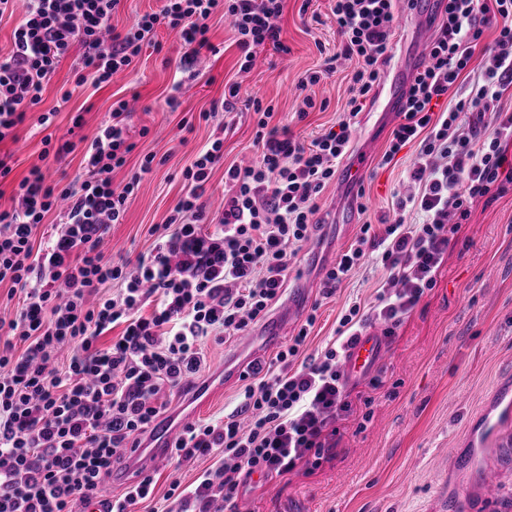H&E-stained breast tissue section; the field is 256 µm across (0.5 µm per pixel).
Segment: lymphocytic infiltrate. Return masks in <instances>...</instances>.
<instances>
[{
  "label": "lymphocytic infiltrate",
  "instance_id": "1",
  "mask_svg": "<svg viewBox=\"0 0 512 512\" xmlns=\"http://www.w3.org/2000/svg\"><path fill=\"white\" fill-rule=\"evenodd\" d=\"M121 0H25L13 49L0 56V142L16 137L27 112L41 103L46 84L72 48H80L75 84L101 87L130 69L159 28L181 40L178 69L189 72L211 50L208 21L216 10L232 18L249 71L260 48H282L279 20L285 0H164L159 11L124 29L110 21ZM442 11L425 60L403 99L401 121L381 158L390 164L408 144L418 146L409 173L413 190L397 202L398 217L376 228L361 225L350 248L327 270L324 295L366 260L387 279L370 305L353 303L320 353L302 350L316 318L308 316L291 343L268 364L250 365L236 407L224 419L186 424L170 446L176 465L213 458L193 483L171 479L162 512H238L253 474L285 475L317 466L328 452V428L350 412L342 363L370 322L383 336L396 333L424 294L435 287L448 248L482 198L512 186V113L495 104L512 92V0H439ZM415 0H333L340 42L320 70L299 81L305 119L316 100L308 87L354 62L347 109L334 129L305 143L273 125V109L241 100L240 86L225 85L221 111L239 107L257 116L258 160L224 172L228 197L210 214L211 173L224 160L222 139L200 150L183 172L187 183L165 223L153 225V245L136 260L107 258L104 239L120 223L127 201L154 155L120 188L112 174L135 142L128 136L127 101H117L91 140L85 172L66 187L47 183L33 166L0 209V283L22 296L14 318L0 321L10 340L0 346V512H77L97 499L115 461L138 451L166 411L162 390H177L206 368L203 344L251 330L284 292L292 258L322 222L318 199L351 149V129L367 98L381 84L395 37L399 8ZM498 35L483 56L475 51L488 28ZM449 97L447 109L434 100ZM66 222L43 247L35 229L59 202ZM456 223H449V216ZM213 231H206V224ZM117 290L105 294L107 284ZM119 336H112V329ZM108 345H100L102 336ZM69 347L65 369L56 356Z\"/></svg>",
  "mask_w": 512,
  "mask_h": 512
}]
</instances>
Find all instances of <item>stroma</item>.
I'll list each match as a JSON object with an SVG mask.
<instances>
[{
    "mask_svg": "<svg viewBox=\"0 0 512 512\" xmlns=\"http://www.w3.org/2000/svg\"><path fill=\"white\" fill-rule=\"evenodd\" d=\"M419 21L416 11H399L386 75L400 71L409 77L415 72L412 50L422 38ZM209 25L217 52L201 60L197 77L186 79L174 110L166 99L180 58L176 33L159 31L162 52L144 46L132 70L98 90L75 87L74 59L66 57L46 86L37 111L20 127L17 141L0 143V155H10L13 167L11 175L0 180V207L11 206L17 184L34 165L45 164L55 180L69 181L83 172L84 152L79 147L55 159H42L45 135L57 139L71 130L79 138L93 137L108 120L113 103L135 101L130 136L136 148L126 165L113 172L112 184L124 185L138 171L144 155H155L160 163L129 198L123 222L111 226L104 243L113 260H133L151 248L149 229L166 220L183 194L182 173L201 147L214 137L224 139V163L214 169L208 185L216 206L224 198L225 167L244 166L256 158L253 112L239 110L222 132L215 122L200 118L201 112L221 102L225 84L240 83L243 96L273 106L272 124L289 125L302 141H312L335 125L349 97L352 65L345 60L335 75L311 89L317 99L327 100V109L309 112L301 121L295 118L299 79L318 69L339 44L328 0H286L280 19L283 49H260L247 72L239 69L236 34L223 14H215ZM64 87L72 91L66 102L60 99ZM46 112L53 115L47 131L35 130L39 114ZM78 115L83 125L77 129L73 119ZM186 119L192 120V130H182ZM399 120L389 108L388 89H380L352 135L351 154L363 157L366 164L360 181L351 182L345 172L337 173L320 201L322 228L292 261L287 294L303 284L309 292L295 310L276 303L274 313L288 315L290 323L283 336L258 348L255 359L270 360L312 312L317 320L305 352L316 354L332 339L339 317L352 301H373L386 279L383 269L357 270L328 298L320 293V280L353 242L361 224L392 222L397 196L410 191L408 175L416 144L404 147L390 164L380 163ZM381 346L379 363L350 379L351 411L337 417L333 448L320 466L246 483L239 512H448L449 499L463 493L469 512H498L492 502L470 490L463 461L470 451L471 428L490 410L497 389L512 385V188L474 205L468 223L448 249L435 288L427 291L395 336L382 339ZM243 385L237 378L215 394L197 393L190 387L174 392L164 417L176 427L198 419H221L237 404ZM148 453L144 447L138 457L115 463L106 496L120 495L145 466L155 473V493L160 496L171 473H179L189 484L213 463L212 458H201L177 471L164 457L143 463Z\"/></svg>",
    "mask_w": 512,
    "mask_h": 512,
    "instance_id": "stroma-1",
    "label": "stroma"
}]
</instances>
